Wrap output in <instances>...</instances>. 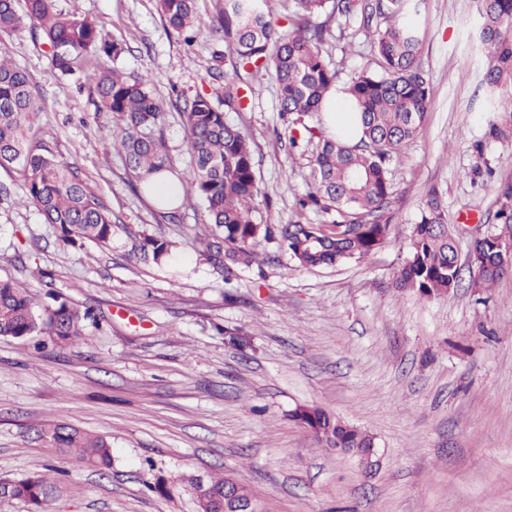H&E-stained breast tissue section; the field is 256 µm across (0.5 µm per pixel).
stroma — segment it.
Listing matches in <instances>:
<instances>
[{
	"instance_id": "35a3bbf8",
	"label": "stroma",
	"mask_w": 512,
	"mask_h": 512,
	"mask_svg": "<svg viewBox=\"0 0 512 512\" xmlns=\"http://www.w3.org/2000/svg\"><path fill=\"white\" fill-rule=\"evenodd\" d=\"M222 5L197 0L198 37L188 45L156 0H56L58 11L123 42L117 67L143 77L163 103L177 177L191 165L185 101L201 94L224 105L223 81L208 75L227 51L211 31ZM418 5L432 95L418 137L388 164L384 247L365 261L305 269L263 241L229 282L199 243L204 204L170 219L133 187L91 85L54 69L29 29L0 34V49L31 77L36 142L78 168L114 225L109 245H63L22 203L20 173L0 170V279L27 289L37 308L55 293L98 319L62 347L0 337V483L56 466L49 512H197L184 483L191 475L232 479L262 512H512V275L438 299L392 286L430 190L464 258L475 238L497 232V187L512 181V145L485 138L478 0ZM326 25L338 85L374 68L360 18ZM226 118L254 153L255 221L331 223L297 211L312 150L282 139L275 84L262 80L246 109ZM144 233L174 241L165 264L141 256ZM224 327L247 346L231 344ZM299 406L373 435L374 466L319 445L294 419ZM49 420L108 437L111 469L42 447L34 428ZM159 480L170 494L153 492Z\"/></svg>"
}]
</instances>
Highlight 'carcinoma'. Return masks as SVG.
<instances>
[{
  "mask_svg": "<svg viewBox=\"0 0 512 512\" xmlns=\"http://www.w3.org/2000/svg\"><path fill=\"white\" fill-rule=\"evenodd\" d=\"M56 0H0V33L9 34L25 24L42 32L50 47L53 67L65 76L92 83L97 111L112 113L113 147L124 157L138 181L170 168L163 138L165 112L148 82L125 74L108 63L125 52L85 19L61 13ZM169 27L188 44L196 32V0H157ZM292 4L281 30L269 9V0H224L212 31L222 35L229 54L224 65L233 73L249 71L272 78L279 92V112L291 119L287 126L291 147L316 144L310 160V191L298 201L300 210L334 211L338 218L326 226L301 221L277 226L258 224L253 217L258 193L255 163L247 137L225 118L239 112L256 93L252 85L224 84L220 111L201 95L185 104L183 117L192 156L189 177L205 204L211 239L209 259L230 281L234 270L249 266L253 245L260 239H280L293 259L306 268L367 260L387 241L389 227L381 211L392 194L386 161L421 130L428 107L430 83L420 63L419 10L415 0H376L362 11L363 25L378 19L372 34L376 69L366 70L343 91L353 101L361 125L357 142L324 134L302 122V117L323 111L336 83V70L322 52L331 36L311 18L322 12L350 18L359 12V0H284ZM479 39L491 48L481 84L486 90L489 139L512 144V0H481ZM39 111L29 75L0 50V168L15 169L23 177L26 201L44 222L53 225L66 246L86 241L106 245L112 240V218L106 206L90 192L78 168L29 142L31 123ZM495 219L500 235L475 245L480 255L477 277L471 286L488 288L505 277L501 251L495 243L512 236V182L498 187ZM174 243L152 235L141 236L139 249L162 263ZM453 235L445 222L441 200L432 194L414 225L408 255L393 285L423 298H438L455 291L463 280L455 260ZM91 318L67 301L39 313L33 298L9 280H0V337L23 339L43 336L56 345L83 335ZM294 418L326 448L359 454L375 447L367 432L350 426L326 411L300 406ZM37 440L55 453L98 469L112 465V445L103 436L62 422H43L35 428ZM46 466L8 484L0 493L25 501L30 512H47L46 505L58 480ZM208 492L196 499L198 512H224V490L240 503L253 498L229 479H208Z\"/></svg>",
  "mask_w": 512,
  "mask_h": 512,
  "instance_id": "1",
  "label": "carcinoma"
}]
</instances>
